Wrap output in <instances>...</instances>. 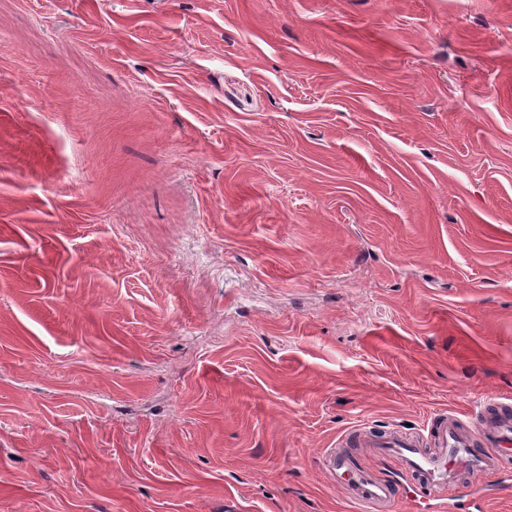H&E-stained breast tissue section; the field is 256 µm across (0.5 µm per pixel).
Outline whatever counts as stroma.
<instances>
[{
  "mask_svg": "<svg viewBox=\"0 0 512 512\" xmlns=\"http://www.w3.org/2000/svg\"><path fill=\"white\" fill-rule=\"evenodd\" d=\"M490 396L512 0H0V512H357Z\"/></svg>",
  "mask_w": 512,
  "mask_h": 512,
  "instance_id": "35a3bbf8",
  "label": "stroma"
}]
</instances>
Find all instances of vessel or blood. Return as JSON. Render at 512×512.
Listing matches in <instances>:
<instances>
[{
	"label": "vessel or blood",
	"mask_w": 512,
	"mask_h": 512,
	"mask_svg": "<svg viewBox=\"0 0 512 512\" xmlns=\"http://www.w3.org/2000/svg\"><path fill=\"white\" fill-rule=\"evenodd\" d=\"M435 453L423 452L412 438L395 433L377 435L355 431L349 444L370 448L394 458L401 474L410 477L404 486L391 477L358 466L348 455L327 449L324 458L330 479L348 491L351 500L362 504L366 512H395L402 500H413L427 493L434 512H452L448 493L460 475L472 477L470 494L480 512L487 507L485 479L498 473L497 450L512 447V404L485 399L465 418L449 414L431 430Z\"/></svg>",
	"instance_id": "vessel-or-blood-1"
}]
</instances>
